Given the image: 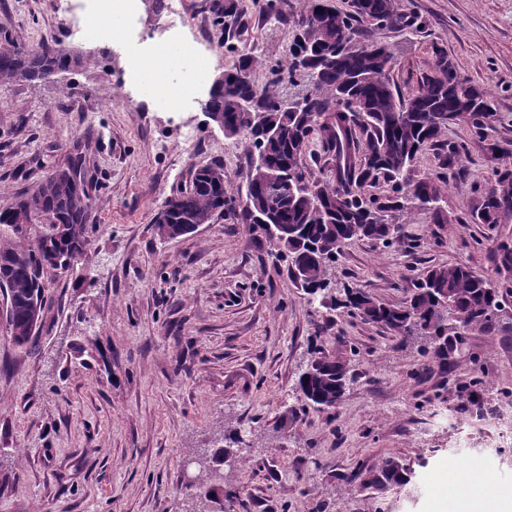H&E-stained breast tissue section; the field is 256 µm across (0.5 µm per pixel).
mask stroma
Segmentation results:
<instances>
[{
	"instance_id": "obj_1",
	"label": "stroma",
	"mask_w": 512,
	"mask_h": 512,
	"mask_svg": "<svg viewBox=\"0 0 512 512\" xmlns=\"http://www.w3.org/2000/svg\"><path fill=\"white\" fill-rule=\"evenodd\" d=\"M184 31L206 54L200 78L255 55L259 82L289 57L290 21L267 0H237L228 30L212 0H182ZM415 27L375 30L388 45L399 89L416 85L443 48L481 85L501 116L494 136L512 142V0H400ZM160 0L133 16L97 14L101 38L70 36L56 0H0V45L55 41L80 66L42 81H0V211L47 172L85 156L92 225L86 260L45 290L46 322L35 347L11 340L0 296V512H459L463 474L512 496V304L495 334H465L447 369L418 343L374 323L309 303L276 260L262 230L221 215L191 234L159 238L165 200L190 185L198 162L223 165L242 184L240 137L205 126L201 105L172 103L186 70L136 30L158 19ZM133 58L161 62V84L134 78ZM503 162L479 150L444 188L448 221L402 217L391 247L346 245L328 272L332 288H361L399 304L421 271L465 264L512 287L498 267L512 218L475 224L471 213ZM355 349L356 379L334 415L284 423L299 403L298 375L313 344ZM478 390L486 409L467 399ZM240 436L237 459L187 488L183 463ZM388 459L405 485L358 490L350 478Z\"/></svg>"
}]
</instances>
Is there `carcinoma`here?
Segmentation results:
<instances>
[{"mask_svg":"<svg viewBox=\"0 0 512 512\" xmlns=\"http://www.w3.org/2000/svg\"><path fill=\"white\" fill-rule=\"evenodd\" d=\"M345 4L339 8L328 0H301L293 16L288 83L304 86L296 95L301 103L286 101L278 80L258 83V59L250 53L224 70V83L211 87L203 109L223 115L224 134L242 137L252 155L243 187L234 195L222 179L193 181L166 200L155 224L159 235L170 230L182 236L192 232L193 224L211 223L223 206L238 223L265 231L272 255L298 270L295 282L311 300L330 297L327 273L346 244L366 239L389 247L401 238L403 225L392 220V213L428 210L435 223H448L442 207L444 174L420 177L414 169L426 147L444 144L448 124L464 122L482 151L500 158L512 155L511 143L491 135L500 118L490 95L461 75L444 52L435 51L432 70L417 87L403 93L392 84L394 54L366 38V32L413 27L399 0ZM81 62L79 54L59 43L1 45L0 80H44ZM269 125L281 131L275 141L262 133ZM314 138L321 143L328 177L304 165ZM444 145L443 168L453 175L465 147ZM83 164L76 145L67 167L44 176L12 208L0 212V293L6 297L7 329L19 347H32L43 328L45 277L64 261L86 254L89 194L77 187V179L85 176ZM272 174L282 177L279 185L270 182ZM382 184L390 187L389 194L373 193ZM23 212L68 225L64 238L47 240L60 262H42L34 242L47 234V224L19 223ZM510 216L512 169L505 167L495 170V185L485 190L472 219L501 224ZM507 295L512 297L511 288H497L487 276L457 264L425 269L400 305L383 303L361 288H346L334 301L348 315L383 325L405 341L425 339L445 367L463 333L499 330ZM354 356L353 349L313 348L297 380L303 410L329 414L336 409L354 378ZM406 482L407 469L388 460L362 484Z\"/></svg>","mask_w":512,"mask_h":512,"instance_id":"obj_1","label":"carcinoma"}]
</instances>
